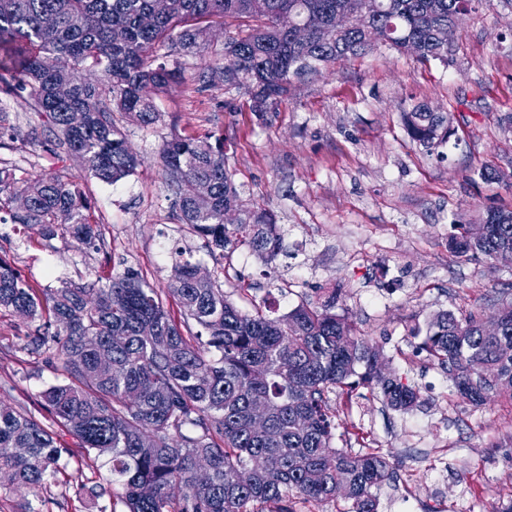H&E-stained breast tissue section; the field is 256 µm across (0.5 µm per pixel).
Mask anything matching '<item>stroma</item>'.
<instances>
[{"mask_svg":"<svg viewBox=\"0 0 512 512\" xmlns=\"http://www.w3.org/2000/svg\"><path fill=\"white\" fill-rule=\"evenodd\" d=\"M224 28L213 26L203 56L182 57L183 81L155 98L160 119L119 125L140 164L116 185L100 182L57 145L30 91H0V167L77 177L101 230L100 248L68 233L0 223V258L38 297L67 280L83 284L107 270H139L153 287L170 283L178 252L224 275L241 308L287 312L320 289L341 290L337 311L378 347L387 367L415 386L408 411L358 389L329 402L336 445L366 443L393 455L392 479L376 489L378 512H498L512 500V402L476 406L457 396L447 372L421 349L436 312L493 315L512 300V266L448 249L452 223H478L489 207L512 210V0H480L459 21L448 59L420 62L380 44L298 83L264 116L246 95L198 91L206 62L222 58ZM416 105L451 114L454 135L441 155L407 136L401 112ZM218 135L242 199L272 210L283 250L269 262L248 248L212 255L179 219L157 150L172 135ZM497 178L481 179V167ZM34 326L0 313V403L44 416L40 394L58 371L27 351ZM69 473L41 498L0 488V512H125L106 495L78 500Z\"/></svg>","mask_w":512,"mask_h":512,"instance_id":"1","label":"stroma"}]
</instances>
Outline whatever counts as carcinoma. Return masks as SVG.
<instances>
[{"label":"carcinoma","mask_w":512,"mask_h":512,"mask_svg":"<svg viewBox=\"0 0 512 512\" xmlns=\"http://www.w3.org/2000/svg\"><path fill=\"white\" fill-rule=\"evenodd\" d=\"M475 0H0V89L18 79L58 146L98 180L114 184L139 160L113 113L155 124L154 95L180 75L179 58L204 52L214 24L224 25V61L198 75L201 88L224 86L263 114L294 84L365 54L379 41L421 62L448 58V23ZM351 22L336 27V15ZM319 28L298 42L282 18ZM94 69L89 82L83 72ZM69 87L58 100L54 90ZM83 122L73 123V114ZM413 142L433 153L453 135L450 116L417 106L402 113ZM158 158L176 196L179 219L225 259L242 246L263 258L280 250L273 214L240 197L221 138L179 135ZM24 195L25 211L13 207ZM240 223H224V209ZM14 224L36 225L51 238L67 231L92 246L98 229L74 180L0 169V212ZM451 237L460 257L512 263V210H489L473 228ZM181 259L169 288H153L127 268L87 286L64 283L38 298L18 271L0 259V310L39 322L30 351L45 356L63 381L41 395L48 419L0 405V473L9 489L40 496L75 458L89 461L127 512H305L340 499L345 512H378L373 490L390 478V457L376 448L336 447L330 395L366 388L394 410L417 406L419 391L377 371L381 350L354 335L336 312L338 290L324 288L271 317L239 309L224 282L197 275ZM174 301L176 308L169 307ZM499 331L486 317L442 310L428 323L421 348L448 372L456 391L479 406L512 402V302L500 307ZM150 322L154 332L144 335ZM260 405L268 430L250 423ZM67 432L76 447L58 439ZM250 481L241 483V472ZM347 483L336 496L335 476Z\"/></svg>","instance_id":"cac0c4a2"}]
</instances>
